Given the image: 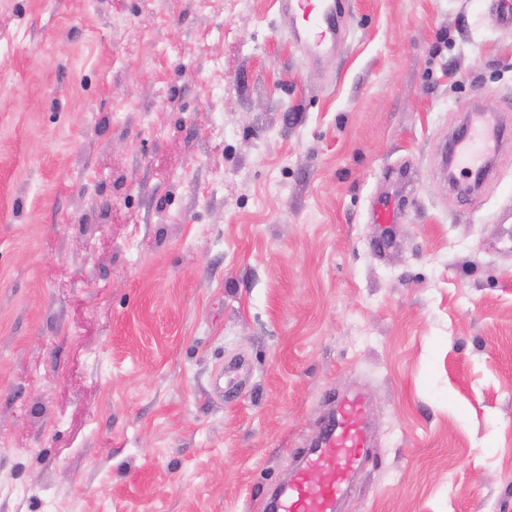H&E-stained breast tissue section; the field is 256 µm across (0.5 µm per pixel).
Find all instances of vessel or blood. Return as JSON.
I'll use <instances>...</instances> for the list:
<instances>
[{"label": "vessel or blood", "instance_id": "vessel-or-blood-1", "mask_svg": "<svg viewBox=\"0 0 512 512\" xmlns=\"http://www.w3.org/2000/svg\"><path fill=\"white\" fill-rule=\"evenodd\" d=\"M283 10L296 19L295 34L307 42L312 55L335 53L344 26L343 0H281ZM499 147L493 117L480 115L467 138L457 144L455 156L462 171H482L484 158ZM367 400L353 395L333 404L326 430L311 447L299 453L289 480L269 496L267 512H338L350 478L370 446L365 416Z\"/></svg>", "mask_w": 512, "mask_h": 512}]
</instances>
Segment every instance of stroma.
I'll return each mask as SVG.
<instances>
[{
  "label": "stroma",
  "instance_id": "1",
  "mask_svg": "<svg viewBox=\"0 0 512 512\" xmlns=\"http://www.w3.org/2000/svg\"><path fill=\"white\" fill-rule=\"evenodd\" d=\"M496 4L347 0L317 59L279 0H0V512H264L356 393L345 512H512V145L444 159L512 124ZM499 147L498 126L492 116L480 114L467 138L457 144L455 156L461 171L473 176L482 171L483 160ZM399 203L392 197H386L372 209V224H396Z\"/></svg>",
  "mask_w": 512,
  "mask_h": 512
}]
</instances>
